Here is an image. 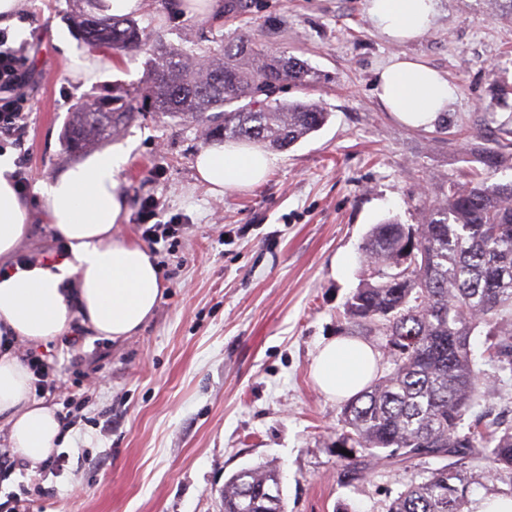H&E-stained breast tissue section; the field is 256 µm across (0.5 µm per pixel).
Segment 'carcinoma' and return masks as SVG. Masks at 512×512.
<instances>
[{
  "mask_svg": "<svg viewBox=\"0 0 512 512\" xmlns=\"http://www.w3.org/2000/svg\"><path fill=\"white\" fill-rule=\"evenodd\" d=\"M80 38L95 50L151 56L142 85H114L72 111L63 145L73 153L112 139L144 108L195 122L207 140L258 141L284 150L319 130L326 110L305 100L272 103L275 90H308L325 75L276 52L259 33L219 42L199 56L147 36L131 16L79 10ZM503 146L477 151L464 182L432 180L409 197L420 220L372 226L362 253L369 277L345 304V335L388 337L390 367L341 406V447L379 461L441 457L448 463L412 481L386 512H467L482 463L512 474V423L471 417L481 382L512 379V127ZM485 337L484 351L470 348ZM491 367L480 373L477 360ZM278 474L244 469L224 483V512H284Z\"/></svg>",
  "mask_w": 512,
  "mask_h": 512,
  "instance_id": "1",
  "label": "carcinoma"
}]
</instances>
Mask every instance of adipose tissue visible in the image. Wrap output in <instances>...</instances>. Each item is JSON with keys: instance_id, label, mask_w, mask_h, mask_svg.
Returning a JSON list of instances; mask_svg holds the SVG:
<instances>
[{"instance_id": "obj_1", "label": "adipose tissue", "mask_w": 512, "mask_h": 512, "mask_svg": "<svg viewBox=\"0 0 512 512\" xmlns=\"http://www.w3.org/2000/svg\"><path fill=\"white\" fill-rule=\"evenodd\" d=\"M437 0H368V15L387 40L403 44L424 37ZM375 93L387 112L413 128H430L447 111L453 89L422 61L395 56L378 73ZM123 153L103 151L45 183L47 221L66 246L60 264L0 274V334L35 342L63 336L81 322L99 339L122 340L151 316L163 290L161 272L146 248L121 240L116 228L126 213L118 172ZM274 162L260 147L224 144L196 157L200 179L214 193L260 185ZM0 162V257L11 254L27 230V207ZM76 279L75 297L64 288ZM376 353L351 338L326 342L314 360V378L331 399L345 400L370 381ZM0 415L21 459L36 463L69 441L53 409L35 396V377L11 349L0 351Z\"/></svg>"}]
</instances>
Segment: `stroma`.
<instances>
[{
    "mask_svg": "<svg viewBox=\"0 0 512 512\" xmlns=\"http://www.w3.org/2000/svg\"><path fill=\"white\" fill-rule=\"evenodd\" d=\"M201 19L164 0H145L135 18L166 46L205 55L221 40L259 31L274 48L320 70L325 81L281 101L319 102L318 131L274 151L266 180L252 189L211 193L195 158L200 127L146 112L107 148L127 160L118 179L127 200L119 237L141 242L138 210L156 200L162 220L181 219L178 246H158L162 296L145 324L118 341L79 327L76 346L16 340L59 380L44 405L75 411L58 466L0 469V512H224V484L241 469L279 472L286 512H385L411 480L442 466L439 457L373 464L347 481L337 446L341 403L312 377L318 347L342 336L344 304L367 277L361 247L388 218L414 224L411 194L437 176L464 179L472 153L496 147L512 122L493 78L512 83V10L500 0H438L421 40L388 43L371 23L367 0H223ZM72 0H25L8 44L30 80L22 144L27 232L17 253L55 264L58 240L38 188L84 162L61 145L72 108L114 85L134 86L150 68L143 53L118 54L85 75L90 52L67 18ZM423 60L453 86L436 127L410 128L380 106L379 68L399 53ZM342 269H335V261ZM41 496H33V487Z\"/></svg>",
    "mask_w": 512,
    "mask_h": 512,
    "instance_id": "obj_1",
    "label": "stroma"
}]
</instances>
